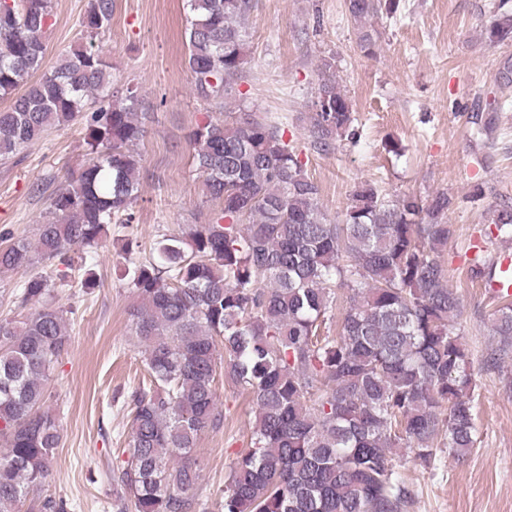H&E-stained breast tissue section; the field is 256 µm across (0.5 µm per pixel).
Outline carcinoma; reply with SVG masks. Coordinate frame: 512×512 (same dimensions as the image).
<instances>
[{
    "instance_id": "cac0c4a2",
    "label": "carcinoma",
    "mask_w": 512,
    "mask_h": 512,
    "mask_svg": "<svg viewBox=\"0 0 512 512\" xmlns=\"http://www.w3.org/2000/svg\"><path fill=\"white\" fill-rule=\"evenodd\" d=\"M187 63L198 94L223 100L244 77L252 0H186ZM400 0H347L358 44L378 47L377 19ZM113 0H90L86 43L45 68L52 0H0V161L8 163L49 129L80 123L87 160L50 202L34 240L0 246V271L37 263L71 268L110 226L130 224L140 192L144 137L134 92L103 95L110 65L93 39L112 22ZM485 40L512 42V5L493 4ZM321 59L310 137L327 152L358 141L352 106ZM507 101H485L470 123L489 130ZM192 163L222 208L211 222L162 239L124 277L136 297L132 329L148 378L130 392L127 447L108 466L115 512H206L196 496L208 463L198 440L219 427L216 382L253 396L250 449L224 481V512H404L413 490L398 472L400 452L428 466L440 445L457 459L478 443L477 384L456 328L459 297L440 253L455 234L452 199H387L360 181L342 220L332 222L319 187L256 112H227L190 133ZM492 223L512 235V201ZM470 277L493 267L477 255ZM71 288L35 273L17 285L24 312L0 319V512H17L52 475L59 417L42 409L52 370L71 336L50 289ZM350 305L332 327L340 292ZM498 335L512 339V302L498 310ZM46 496L37 512H71Z\"/></svg>"
}]
</instances>
